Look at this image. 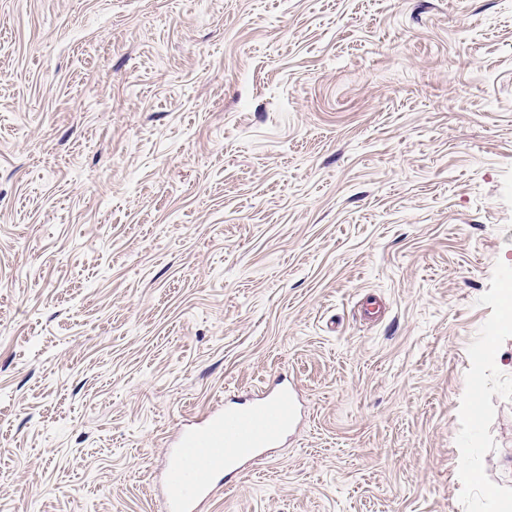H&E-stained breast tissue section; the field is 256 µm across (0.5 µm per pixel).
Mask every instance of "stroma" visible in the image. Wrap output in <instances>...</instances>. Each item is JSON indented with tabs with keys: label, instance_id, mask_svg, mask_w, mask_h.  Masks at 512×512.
Masks as SVG:
<instances>
[{
	"label": "stroma",
	"instance_id": "obj_1",
	"mask_svg": "<svg viewBox=\"0 0 512 512\" xmlns=\"http://www.w3.org/2000/svg\"><path fill=\"white\" fill-rule=\"evenodd\" d=\"M279 379L206 512L512 504V0H0V512Z\"/></svg>",
	"mask_w": 512,
	"mask_h": 512
}]
</instances>
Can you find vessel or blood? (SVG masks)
Wrapping results in <instances>:
<instances>
[{
  "instance_id": "1",
  "label": "vessel or blood",
  "mask_w": 512,
  "mask_h": 512,
  "mask_svg": "<svg viewBox=\"0 0 512 512\" xmlns=\"http://www.w3.org/2000/svg\"><path fill=\"white\" fill-rule=\"evenodd\" d=\"M301 409L293 389L276 383L260 396L211 413L184 430L175 460L163 472L165 512H200L213 493V479L231 475L273 449L295 429Z\"/></svg>"
}]
</instances>
